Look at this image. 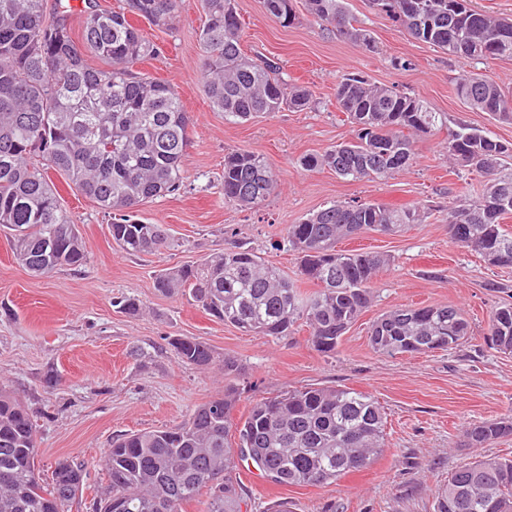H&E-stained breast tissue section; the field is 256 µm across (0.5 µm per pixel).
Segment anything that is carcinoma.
I'll return each instance as SVG.
<instances>
[{"label": "carcinoma", "instance_id": "obj_1", "mask_svg": "<svg viewBox=\"0 0 512 512\" xmlns=\"http://www.w3.org/2000/svg\"><path fill=\"white\" fill-rule=\"evenodd\" d=\"M416 40L470 60L512 59V35L496 42L512 21L452 0H369ZM307 15L369 52L368 30L349 15L344 0H305ZM283 25L296 20L293 0H263ZM200 33L204 87L224 120L245 123L286 108L309 109L312 94L292 87L277 64L245 53L235 0H203ZM178 0H125L118 10H100L85 0L79 38L69 14L47 15L45 0H0V228L8 230L19 264L35 276L87 261L86 244L49 176H64L112 215L110 233L128 255L169 246L162 224L140 221L133 209L177 192L190 144V118L166 81L137 71L160 47L138 28L140 17L158 29L177 17ZM106 68H93L87 57ZM467 106L512 121V92L477 74L456 83ZM336 106L354 137L321 155L305 156L307 170L327 166L351 181H372L403 170L415 159L414 136L447 130L448 157L477 171L482 193L448 208V239L475 251L492 266L512 267V236L503 216L512 214V172L502 160L512 148L475 128L450 129L443 112H431L415 97L377 85L359 74L336 83ZM278 188L266 158L251 151L224 155V201L241 208L261 205ZM417 207L378 202H336L299 224L284 228L298 254L301 280L318 286L301 291L279 268L243 246L204 255L186 266L159 272L158 291L187 293L214 318L258 336L283 337L300 320L313 348L336 352L347 329L371 306L373 285L390 259L381 253H343L336 241L365 231L398 233L419 224ZM470 335V325L452 306L395 308L370 327L372 347L383 354L450 350ZM490 346L512 353V304L493 310L487 322ZM178 359L200 369L214 360L196 340L171 342ZM240 394L234 389L198 405L181 424L128 433L104 454L108 486L93 512H183V504L209 491L205 512H242L237 479L247 458L277 485H323L371 467L385 452V412L370 395L343 387H306L256 403L233 419ZM512 436V417L475 424L467 446L483 448ZM39 445L21 400L0 386V512H68L83 496L82 466L63 460L45 484L36 463ZM435 512H512V459L480 456L452 471L436 493Z\"/></svg>", "mask_w": 512, "mask_h": 512}]
</instances>
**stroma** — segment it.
<instances>
[{
    "instance_id": "1",
    "label": "stroma",
    "mask_w": 512,
    "mask_h": 512,
    "mask_svg": "<svg viewBox=\"0 0 512 512\" xmlns=\"http://www.w3.org/2000/svg\"><path fill=\"white\" fill-rule=\"evenodd\" d=\"M368 30V52L301 15L285 27L266 14L261 0H236L244 24V49L283 67L289 82L307 87L314 104L285 109L252 122H226L214 111L200 78L201 0H180L171 28H148L161 49L141 72L177 91L191 116L180 191L140 207L141 220L165 225L170 247L129 255L112 241L107 216L60 175L52 180L61 203L78 224L88 259L38 277L19 265L0 234V385L14 391L37 430L39 465L50 476L62 460L86 468L85 500L70 512H91L89 500L107 483L104 453L113 437L184 422L193 409L233 386L241 397L234 419L260 400L302 387L346 386L376 399L388 420L386 453L370 468L317 486L275 485L241 470L247 512H266L287 501L292 512H434L436 489L456 468L485 453L512 457V438L486 449L467 447L470 424L512 414V354L491 349L484 332L492 310L512 296V268L488 265L453 245L445 229L448 207L463 203L462 186L479 189V173L450 161L441 132L415 138V162L372 182L347 181L329 168L304 169L300 160L348 141L352 127L336 108V82L358 73L379 85L416 96L428 110L512 145V123L463 104L455 82L470 71L512 90V60L456 58L420 41L369 0H346ZM263 154L279 181L260 207L224 201V155ZM376 201L413 205L425 221L392 236L367 233L340 241L338 250L388 255L391 264L374 286L371 307L344 334L334 355L317 352L305 323L291 336L250 335L205 314L191 298L154 288L158 271L196 262L235 245L253 249L289 278L299 273L282 231L333 202ZM124 295L142 309L126 314ZM451 305L469 320L472 335L461 347L388 356L373 350L369 327L395 307ZM193 338L213 352L211 368L180 362L170 345ZM236 357L240 373L225 378L222 361Z\"/></svg>"
}]
</instances>
